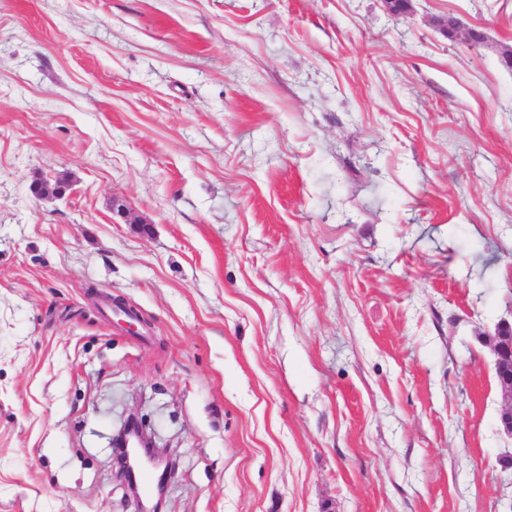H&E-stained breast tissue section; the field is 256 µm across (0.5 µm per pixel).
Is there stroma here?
Returning a JSON list of instances; mask_svg holds the SVG:
<instances>
[{"label": "stroma", "instance_id": "1", "mask_svg": "<svg viewBox=\"0 0 512 512\" xmlns=\"http://www.w3.org/2000/svg\"><path fill=\"white\" fill-rule=\"evenodd\" d=\"M412 5L0 0V512L130 413L167 512H512V0ZM491 349L497 368L506 371V382L502 385V394L507 402L501 411V424L504 431L512 436V325H502L491 339ZM496 368V370H497ZM499 382V373L497 370Z\"/></svg>", "mask_w": 512, "mask_h": 512}]
</instances>
